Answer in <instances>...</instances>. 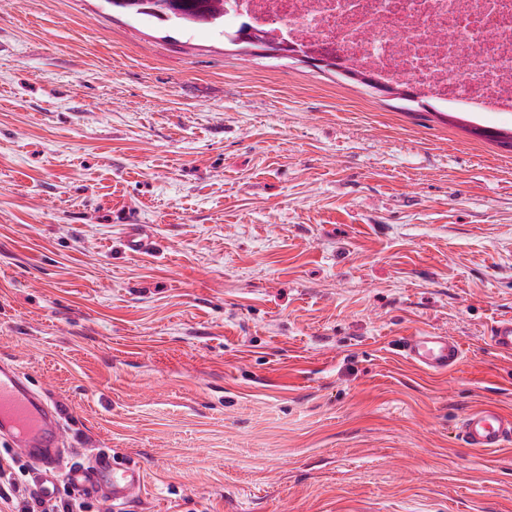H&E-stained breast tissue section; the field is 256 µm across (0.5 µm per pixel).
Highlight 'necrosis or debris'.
<instances>
[{
  "instance_id": "necrosis-or-debris-1",
  "label": "necrosis or debris",
  "mask_w": 512,
  "mask_h": 512,
  "mask_svg": "<svg viewBox=\"0 0 512 512\" xmlns=\"http://www.w3.org/2000/svg\"><path fill=\"white\" fill-rule=\"evenodd\" d=\"M338 47L451 112H512V0H224V26Z\"/></svg>"
}]
</instances>
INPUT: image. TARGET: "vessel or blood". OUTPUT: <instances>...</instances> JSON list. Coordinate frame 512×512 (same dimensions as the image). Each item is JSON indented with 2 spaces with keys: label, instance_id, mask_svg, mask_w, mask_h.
<instances>
[{
  "label": "vessel or blood",
  "instance_id": "vessel-or-blood-1",
  "mask_svg": "<svg viewBox=\"0 0 512 512\" xmlns=\"http://www.w3.org/2000/svg\"><path fill=\"white\" fill-rule=\"evenodd\" d=\"M492 348L512 355V318L499 320L490 335ZM403 356L413 366L431 373H446L463 360L454 339L427 332L406 337ZM0 433L10 436L12 452L37 468V484L43 498H55L60 484L84 494L106 490L112 501L126 503L138 498L144 476L136 465L110 453L98 454L89 465L67 462L62 448L58 410L41 392L33 390L11 363L0 364ZM458 435L470 448L492 451L512 442V415L487 404L466 413Z\"/></svg>",
  "mask_w": 512,
  "mask_h": 512
}]
</instances>
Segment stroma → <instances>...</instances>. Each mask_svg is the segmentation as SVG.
Segmentation results:
<instances>
[{
	"instance_id": "obj_1",
	"label": "stroma",
	"mask_w": 512,
	"mask_h": 512,
	"mask_svg": "<svg viewBox=\"0 0 512 512\" xmlns=\"http://www.w3.org/2000/svg\"><path fill=\"white\" fill-rule=\"evenodd\" d=\"M512 116L451 118L103 0H0V361L96 512H512ZM142 225L153 251L132 253ZM454 338L429 375L399 341ZM492 348L501 355H512V318L499 320L492 328L490 335ZM458 436L468 448L480 451L504 448L512 442V415L491 404L479 406L462 417Z\"/></svg>"
}]
</instances>
